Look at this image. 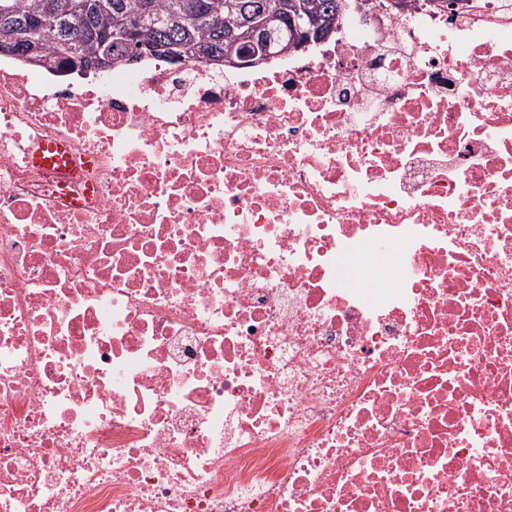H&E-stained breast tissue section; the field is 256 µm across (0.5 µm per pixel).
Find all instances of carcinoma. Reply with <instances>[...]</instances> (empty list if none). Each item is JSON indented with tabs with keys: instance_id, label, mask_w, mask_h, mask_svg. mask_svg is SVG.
<instances>
[{
	"instance_id": "carcinoma-1",
	"label": "carcinoma",
	"mask_w": 512,
	"mask_h": 512,
	"mask_svg": "<svg viewBox=\"0 0 512 512\" xmlns=\"http://www.w3.org/2000/svg\"><path fill=\"white\" fill-rule=\"evenodd\" d=\"M45 0H0V36L24 30L31 20L43 16ZM85 8L79 13L61 19L47 18L43 26L29 35L22 45L19 57L29 59L30 47L38 48V55L52 60V67L61 71H84V61L94 57L99 43L93 32L108 28L120 29L127 18L140 11L142 0H119L123 11L105 12L98 5L109 0H82ZM156 14L164 18L162 26L147 22L140 25L134 35L135 43L148 46L157 42L209 48L224 40L236 28L238 14L228 9L229 0H206L207 12L194 19H187L175 8L178 0H150ZM250 11L260 15L269 10L283 9L289 0H240ZM312 17L335 20L341 17L338 3L341 0H298Z\"/></svg>"
}]
</instances>
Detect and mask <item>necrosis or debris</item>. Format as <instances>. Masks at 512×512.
I'll return each instance as SVG.
<instances>
[{
    "instance_id": "1",
    "label": "necrosis or debris",
    "mask_w": 512,
    "mask_h": 512,
    "mask_svg": "<svg viewBox=\"0 0 512 512\" xmlns=\"http://www.w3.org/2000/svg\"><path fill=\"white\" fill-rule=\"evenodd\" d=\"M0 512H512V0L0 60Z\"/></svg>"
}]
</instances>
